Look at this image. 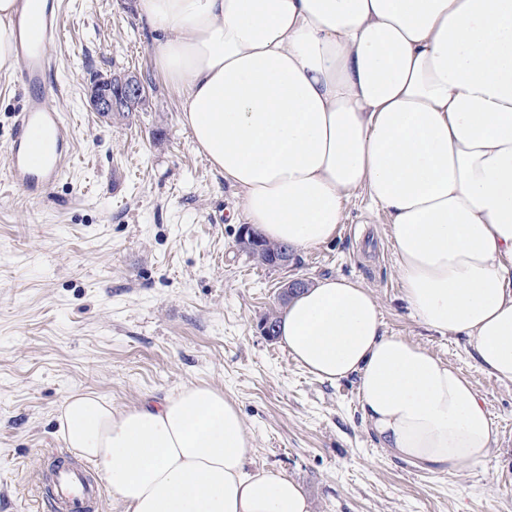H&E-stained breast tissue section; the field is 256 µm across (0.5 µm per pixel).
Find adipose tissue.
<instances>
[{"label": "adipose tissue", "mask_w": 512, "mask_h": 512, "mask_svg": "<svg viewBox=\"0 0 512 512\" xmlns=\"http://www.w3.org/2000/svg\"><path fill=\"white\" fill-rule=\"evenodd\" d=\"M153 57L197 152L268 241L335 240L350 195L389 218L403 296L512 382V0H140ZM293 360L358 380L381 447L451 473L497 427L468 379L383 328L361 283L317 279L279 317ZM65 448L125 512H312L285 473L248 470L223 390L190 383L125 408L93 391L59 410Z\"/></svg>", "instance_id": "1"}]
</instances>
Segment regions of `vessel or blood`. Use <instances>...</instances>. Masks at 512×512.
<instances>
[{
  "label": "vessel or blood",
  "mask_w": 512,
  "mask_h": 512,
  "mask_svg": "<svg viewBox=\"0 0 512 512\" xmlns=\"http://www.w3.org/2000/svg\"><path fill=\"white\" fill-rule=\"evenodd\" d=\"M18 19L30 35L18 46L25 93L11 132L8 165L1 175L26 197L37 200L62 179L74 149L70 126L51 105L58 93L52 47L63 38L62 12L27 9L19 12ZM96 494L82 472L67 467L55 475L52 499L58 512H88L87 505Z\"/></svg>",
  "instance_id": "1"
}]
</instances>
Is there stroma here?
Masks as SVG:
<instances>
[{"label": "stroma", "mask_w": 512, "mask_h": 512, "mask_svg": "<svg viewBox=\"0 0 512 512\" xmlns=\"http://www.w3.org/2000/svg\"><path fill=\"white\" fill-rule=\"evenodd\" d=\"M137 2L61 0L53 105L75 157L38 200L0 179V512H53L44 478L64 449L56 415L71 391L122 408L188 383L235 402L253 438L249 468L297 479L313 512H512V383L483 371L466 338L411 313L389 219L364 191L336 240L293 252L287 268L240 250L241 199L195 151ZM128 72L148 85L146 102L100 118L88 84ZM20 97L19 72H0V169ZM328 276L362 283L387 333L470 380L498 426L482 463L448 474L395 457L362 422L356 378L319 380L263 336L285 279Z\"/></svg>", "instance_id": "stroma-1"}]
</instances>
